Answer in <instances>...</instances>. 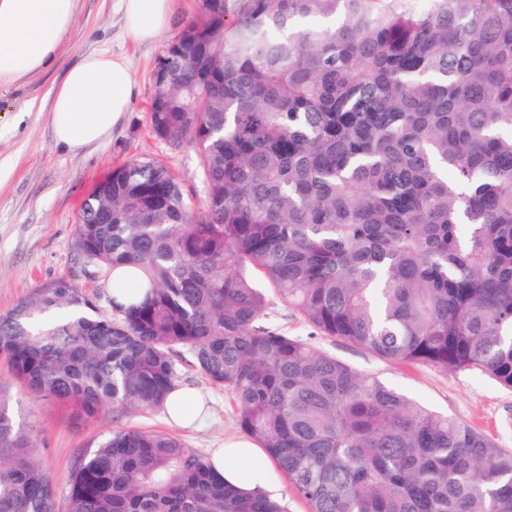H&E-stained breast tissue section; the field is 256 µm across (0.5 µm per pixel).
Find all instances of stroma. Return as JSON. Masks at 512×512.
Masks as SVG:
<instances>
[{"label":"stroma","mask_w":512,"mask_h":512,"mask_svg":"<svg viewBox=\"0 0 512 512\" xmlns=\"http://www.w3.org/2000/svg\"><path fill=\"white\" fill-rule=\"evenodd\" d=\"M204 9V0H180L169 29L156 42L135 47L123 40L120 16L111 5L80 0L76 25L63 42L56 68L0 96V314L39 286L64 276L82 289L101 315H110L109 271L78 254L74 226L83 200L113 169L133 160L160 162L176 176L192 207L203 210L207 186L196 149L189 144L174 147L157 138L149 126L148 109L155 91L153 72L165 49ZM95 49L127 56L137 93L113 138L72 154L56 145L47 113L28 112L24 106L31 100L43 101L74 58ZM268 319L289 335L312 338L314 345L338 359L376 374L417 404L463 422L512 452V389L487 375L380 360L341 340L314 335L298 312L275 298ZM0 379L10 383L14 407L39 434L42 462L56 479L61 508L67 503L78 456L96 448L112 429L169 434L204 457L216 441L241 433L231 390L211 384L187 359L178 366L177 383L196 390L210 407L190 428L170 424L160 409L120 418L107 410L86 422L53 401L31 398L2 361Z\"/></svg>","instance_id":"1"}]
</instances>
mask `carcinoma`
<instances>
[{"instance_id":"1","label":"carcinoma","mask_w":512,"mask_h":512,"mask_svg":"<svg viewBox=\"0 0 512 512\" xmlns=\"http://www.w3.org/2000/svg\"><path fill=\"white\" fill-rule=\"evenodd\" d=\"M159 65L150 126L198 151L204 209L161 163L113 170L75 247L145 278L110 317L64 277L35 289L0 315L11 374L93 420L162 407L186 351L310 512H512V452L266 324L251 275L323 337L512 388V0H206ZM40 451L0 383V512H57ZM66 512L285 510L120 429Z\"/></svg>"}]
</instances>
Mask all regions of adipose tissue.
<instances>
[{"mask_svg": "<svg viewBox=\"0 0 512 512\" xmlns=\"http://www.w3.org/2000/svg\"><path fill=\"white\" fill-rule=\"evenodd\" d=\"M79 0H0V92L49 70L70 33ZM122 36L153 43L171 20L175 0H115ZM136 86L124 55L81 54L46 102L55 142L78 153L109 139L129 112ZM261 450L246 438L224 440L209 461L224 479L251 491L260 486L253 463Z\"/></svg>", "mask_w": 512, "mask_h": 512, "instance_id": "obj_1", "label": "adipose tissue"}]
</instances>
